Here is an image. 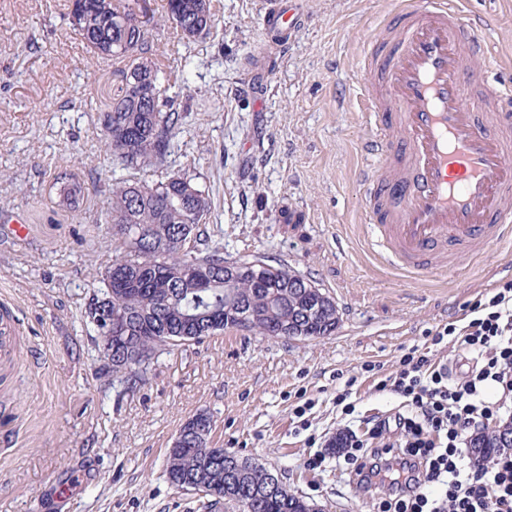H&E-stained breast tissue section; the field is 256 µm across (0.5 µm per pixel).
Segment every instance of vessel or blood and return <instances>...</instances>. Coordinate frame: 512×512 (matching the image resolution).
<instances>
[{
    "label": "vessel or blood",
    "mask_w": 512,
    "mask_h": 512,
    "mask_svg": "<svg viewBox=\"0 0 512 512\" xmlns=\"http://www.w3.org/2000/svg\"><path fill=\"white\" fill-rule=\"evenodd\" d=\"M399 28L375 52L385 77L362 146L374 164L360 182L371 211L365 229L382 265L413 279L447 276L449 252L477 256L512 241V86L493 87L494 124L464 106L466 86L502 66L454 0H404ZM295 11L272 4L268 31L285 45ZM481 68H472V61ZM403 135L396 150L389 126ZM14 316L0 317V359L17 340Z\"/></svg>",
    "instance_id": "b4317fda"
}]
</instances>
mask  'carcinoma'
<instances>
[{"mask_svg":"<svg viewBox=\"0 0 512 512\" xmlns=\"http://www.w3.org/2000/svg\"><path fill=\"white\" fill-rule=\"evenodd\" d=\"M131 11L122 0L106 8L101 0H83L73 13L75 29L94 56L124 64V94L98 115L105 153L112 157L109 175L96 179L107 195L99 223L112 236L115 261L101 272L103 287L83 316L87 330L100 336L97 310L112 312V340H103L105 377L114 388L144 383L162 355L226 330L269 338L286 326L300 340L331 335L338 310L324 289L284 263L250 273L230 271L229 264L245 266L257 257L224 258V246L208 242V193L190 178L159 174L183 120L165 83L184 79V66L176 58L162 62L165 52L155 48L150 31L121 23V15ZM167 17L184 39L188 30L209 31L218 21L212 0H167ZM123 170L153 172L157 179H132ZM84 199L81 183L61 182V209L74 215ZM184 232L193 245L180 244ZM471 448L485 461L512 452V422L476 435ZM224 452L189 435L183 445L168 449L169 482L181 490L200 485L205 512H219L227 495L241 498L268 487L267 467L237 454L232 469ZM260 512L318 510L284 488L265 497Z\"/></svg>","mask_w":512,"mask_h":512,"instance_id":"cac0c4a2","label":"carcinoma"}]
</instances>
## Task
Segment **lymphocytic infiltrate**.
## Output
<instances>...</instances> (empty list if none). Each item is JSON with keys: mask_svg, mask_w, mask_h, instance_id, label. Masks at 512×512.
I'll use <instances>...</instances> for the list:
<instances>
[{"mask_svg": "<svg viewBox=\"0 0 512 512\" xmlns=\"http://www.w3.org/2000/svg\"><path fill=\"white\" fill-rule=\"evenodd\" d=\"M427 340L467 351L474 368L451 381L447 363L416 347L393 371L366 365L377 375L376 391L400 397L405 409L373 419L364 437L346 438V470L367 490L391 481L395 490L379 512H512V453L486 464L462 451L497 414L488 389L512 375V280L471 303L465 324L438 325Z\"/></svg>", "mask_w": 512, "mask_h": 512, "instance_id": "lymphocytic-infiltrate-1", "label": "lymphocytic infiltrate"}]
</instances>
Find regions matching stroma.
<instances>
[{"label": "stroma", "instance_id": "35a3bbf8", "mask_svg": "<svg viewBox=\"0 0 512 512\" xmlns=\"http://www.w3.org/2000/svg\"><path fill=\"white\" fill-rule=\"evenodd\" d=\"M301 22L268 51L267 0H219V23L184 46V114L168 171L209 193V228L224 256L284 262L330 292L340 322L317 340L226 332L160 358L147 383L116 397L100 377V337L81 313L113 256L92 177L104 156L97 117L123 86L118 65L96 63L67 0H0V303L21 335L0 361V408L12 412L0 453V512H200L173 487L166 453L180 426L204 412L209 444L278 468L323 512H376L385 489L363 492L330 444L363 420L399 410L363 367L393 370L405 349L462 316L490 285L512 244L458 258L460 276L414 281L377 266L363 229L355 171L371 132L362 96L378 93L366 63L392 0H297ZM490 42L512 53L504 0H459ZM86 186L85 214L57 205L55 178ZM19 219L23 238L8 225ZM358 376L354 421L336 390ZM307 400L309 428L293 412Z\"/></svg>", "mask_w": 512, "mask_h": 512}]
</instances>
